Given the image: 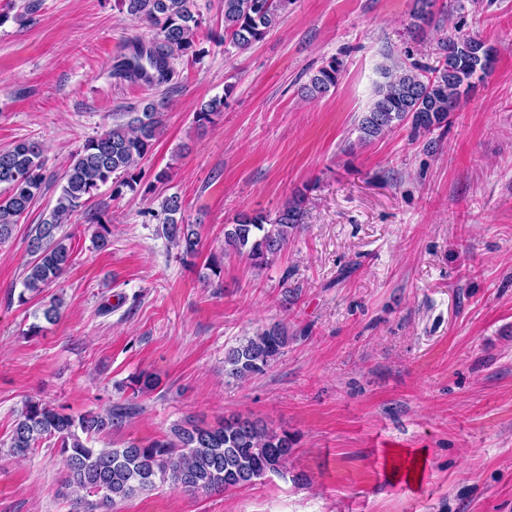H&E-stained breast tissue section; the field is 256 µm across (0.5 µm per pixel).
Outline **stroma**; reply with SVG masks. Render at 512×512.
<instances>
[{
	"mask_svg": "<svg viewBox=\"0 0 512 512\" xmlns=\"http://www.w3.org/2000/svg\"><path fill=\"white\" fill-rule=\"evenodd\" d=\"M454 1L464 31L496 47L491 73L447 129L414 141L401 126L362 145L381 67L436 62L443 32L412 33L411 0H292L245 51L224 48L220 0H194L195 50L157 89L112 76L128 45L152 40L117 0H25V16L0 0V150L38 142L47 177L0 244V512H77L53 441L22 459L8 451L30 399L74 415L134 404L100 448L233 414L297 441L287 477L194 495L160 485L114 512H512V0ZM333 57L344 63L336 89L304 97ZM220 96L221 115L198 126L199 106ZM163 97L144 188L116 198L107 184L88 204L107 246L75 214L63 227L72 265L19 303L29 231L71 154ZM299 190L304 224L272 266L230 255L203 282L226 224ZM174 194L201 234L189 266L155 218ZM54 297L62 314L50 324L41 311ZM273 323L291 337L284 355L248 381L227 378L225 350ZM141 371L160 385L134 398L122 385Z\"/></svg>",
	"mask_w": 512,
	"mask_h": 512,
	"instance_id": "1",
	"label": "stroma"
}]
</instances>
